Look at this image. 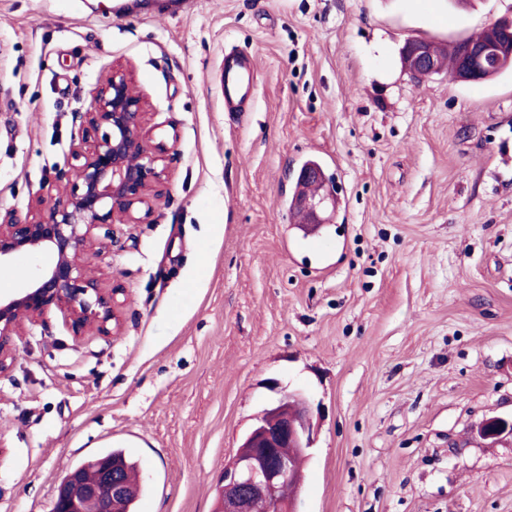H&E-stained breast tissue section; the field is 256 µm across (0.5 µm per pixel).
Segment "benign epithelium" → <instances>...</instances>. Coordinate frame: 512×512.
Here are the masks:
<instances>
[{
  "label": "benign epithelium",
  "mask_w": 512,
  "mask_h": 512,
  "mask_svg": "<svg viewBox=\"0 0 512 512\" xmlns=\"http://www.w3.org/2000/svg\"><path fill=\"white\" fill-rule=\"evenodd\" d=\"M488 38L463 48L462 76L480 82L503 54L512 57V15L488 26ZM402 66L419 82L438 73L437 58L419 39H409L401 51ZM152 105L139 89L132 64L112 65L88 92L84 110L74 115L80 145L67 168L51 180L55 194L34 197L26 212L0 211V269L26 255L35 260L16 289L0 294V375L13 365L19 343L33 334L50 312L69 323L74 340L89 334L117 336L121 330L122 289L106 288L85 265V256L112 252L115 228L136 224L141 207L151 209L166 191L167 148L152 143ZM329 197L317 193L297 197L307 223L322 224L320 211ZM105 229L104 234L97 233ZM512 434V419L491 417L481 435L496 440ZM315 423L309 399L300 391L281 396L257 422L224 464L219 480L220 512H299L298 495L304 474L296 456L309 458ZM293 484L290 499L283 497ZM126 486L119 470L103 465L98 477L71 476L58 489L53 512H121Z\"/></svg>",
  "instance_id": "7a95c632"
}]
</instances>
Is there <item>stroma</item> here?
Masks as SVG:
<instances>
[{"mask_svg": "<svg viewBox=\"0 0 512 512\" xmlns=\"http://www.w3.org/2000/svg\"><path fill=\"white\" fill-rule=\"evenodd\" d=\"M0 0V208L26 210L78 142L101 70L132 62L166 201L89 267L122 329L47 316L0 377V512H51L104 441L141 462L138 512H214L259 412L315 410L301 512H512V72L410 80L406 38L448 42L512 0ZM257 93L226 112L225 52ZM338 207L286 205L305 160Z\"/></svg>", "mask_w": 512, "mask_h": 512, "instance_id": "obj_1", "label": "stroma"}]
</instances>
